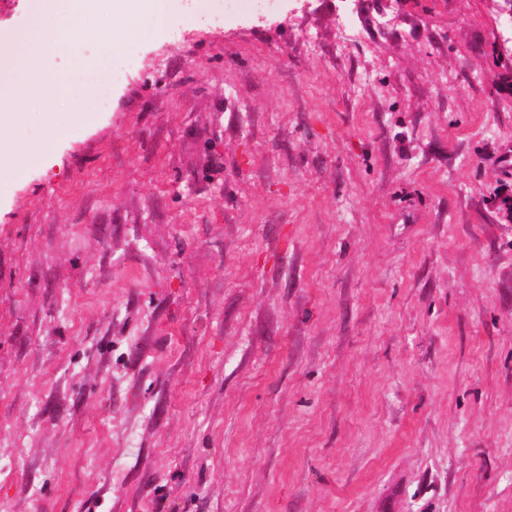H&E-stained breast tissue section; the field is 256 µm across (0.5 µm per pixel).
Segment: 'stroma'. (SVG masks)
Here are the masks:
<instances>
[{"instance_id":"35a3bbf8","label":"stroma","mask_w":512,"mask_h":512,"mask_svg":"<svg viewBox=\"0 0 512 512\" xmlns=\"http://www.w3.org/2000/svg\"><path fill=\"white\" fill-rule=\"evenodd\" d=\"M503 0H177L0 186V512H512ZM136 64V57L128 52L124 55L121 65L102 66L95 59L86 60L82 91L86 99V112H97L107 102L112 83L120 80L128 69Z\"/></svg>"}]
</instances>
